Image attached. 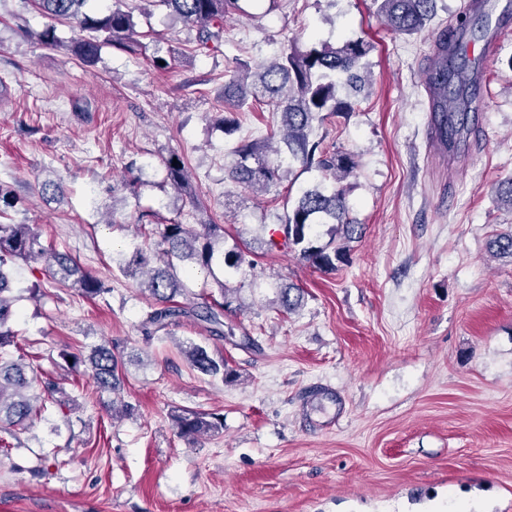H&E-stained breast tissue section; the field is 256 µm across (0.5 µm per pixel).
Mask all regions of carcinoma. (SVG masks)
<instances>
[{"mask_svg": "<svg viewBox=\"0 0 512 512\" xmlns=\"http://www.w3.org/2000/svg\"><path fill=\"white\" fill-rule=\"evenodd\" d=\"M89 0H33L44 15L69 21L88 33L69 45V50L85 63L98 60L106 46L135 52L141 45L134 40V22L130 13L119 8L105 12L88 9ZM172 17L197 29V42L205 47L220 38L224 18L236 10L238 0H158ZM381 20L394 34L413 35L423 32L435 16L436 0H374ZM375 50L372 41L349 38L337 46L312 45L283 52L267 65L259 67L250 84L236 80L224 85V102L234 109L253 104L267 105L280 114L276 131L260 140H245L234 150L227 177L249 192L266 191L290 171L296 163L316 168L325 186L305 190L295 206L284 216L278 232L283 245L301 259L323 270L336 269L345 256L336 238L347 242L362 236L363 225L348 217L344 182L357 170L354 155L331 149L323 140L310 139L314 121L349 113L367 93L369 57ZM439 61L429 81L440 95V111L453 107L458 94L448 90V78L465 69L464 45L448 37L436 42ZM178 164H173V161ZM165 179L177 190L188 192L184 158L171 153L162 159ZM317 224H329L330 241L313 245L310 238ZM162 248L154 254L155 265L142 249H137L125 264V272L137 280L152 303L141 323L146 337L169 328L183 317H193L205 324L212 336L224 335V313L241 307L238 289L230 288L217 276L226 268L236 271L253 268L254 260L242 251H224V227L205 224L197 232L176 220L157 225ZM184 264L191 276L200 268L211 276L215 288L195 294L174 273V261ZM42 262L50 277L61 285L77 289L83 297L94 300L110 293L98 277L84 271L70 256L43 245L33 224H0V429L18 438L17 432L32 427L42 418L47 405L56 406L69 422L73 399L63 384L41 380V374L26 361L27 353L18 345L13 329L16 317L12 269L17 262ZM301 302L292 287L279 289L278 307L284 313L294 311ZM190 367L206 376H221L230 381L235 371L224 359L212 357L207 348L193 341L179 344ZM69 373L87 375L101 393L115 394L124 385L125 367L114 348L97 344L89 354L62 351ZM171 421L180 437L195 441L221 433L224 418L218 413L190 409L171 411Z\"/></svg>", "mask_w": 512, "mask_h": 512, "instance_id": "obj_1", "label": "carcinoma"}]
</instances>
